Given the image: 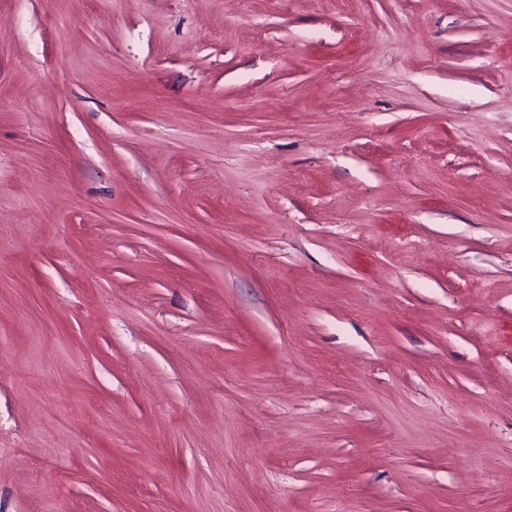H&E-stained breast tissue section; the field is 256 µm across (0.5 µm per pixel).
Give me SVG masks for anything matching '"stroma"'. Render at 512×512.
Here are the masks:
<instances>
[{
  "instance_id": "stroma-1",
  "label": "stroma",
  "mask_w": 512,
  "mask_h": 512,
  "mask_svg": "<svg viewBox=\"0 0 512 512\" xmlns=\"http://www.w3.org/2000/svg\"><path fill=\"white\" fill-rule=\"evenodd\" d=\"M0 512H512V0H0Z\"/></svg>"
}]
</instances>
